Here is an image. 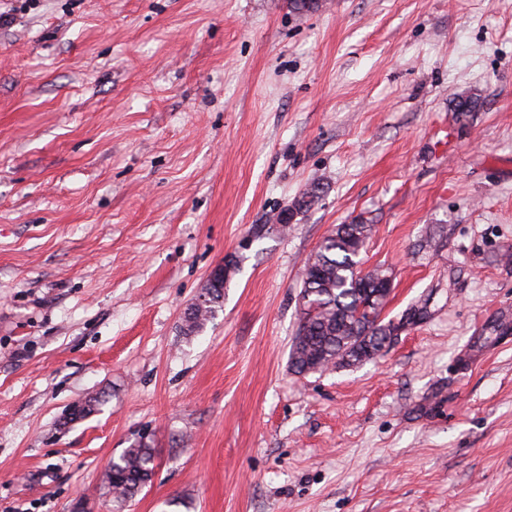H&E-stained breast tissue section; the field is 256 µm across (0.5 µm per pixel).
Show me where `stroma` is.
<instances>
[{
  "instance_id": "stroma-1",
  "label": "stroma",
  "mask_w": 512,
  "mask_h": 512,
  "mask_svg": "<svg viewBox=\"0 0 512 512\" xmlns=\"http://www.w3.org/2000/svg\"><path fill=\"white\" fill-rule=\"evenodd\" d=\"M6 10L0 512H116L104 472L144 431L123 512H512V0ZM358 221L384 319L425 315L297 375L306 260ZM208 299V288H203L201 292L194 298L188 307L192 309L203 310L207 304ZM224 299V285L220 288H214L213 297L210 300V305L203 311L197 313L195 321L191 324L183 325L185 335L197 334L203 330L206 323L213 317L217 307H221Z\"/></svg>"
}]
</instances>
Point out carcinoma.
I'll return each instance as SVG.
<instances>
[{
  "instance_id": "cac0c4a2",
  "label": "carcinoma",
  "mask_w": 512,
  "mask_h": 512,
  "mask_svg": "<svg viewBox=\"0 0 512 512\" xmlns=\"http://www.w3.org/2000/svg\"><path fill=\"white\" fill-rule=\"evenodd\" d=\"M369 233L368 224H343L308 258L302 287L306 311L301 313L290 353L294 373L304 375L336 364V356L370 325L368 312L382 314L387 300L372 301L362 288L363 283L387 275L378 268L362 274L361 254ZM223 299L224 288L214 289L210 305L183 326L184 334L202 331ZM154 470V448L149 441L136 438L112 460L106 474L113 502L122 507L135 500L150 483Z\"/></svg>"
}]
</instances>
